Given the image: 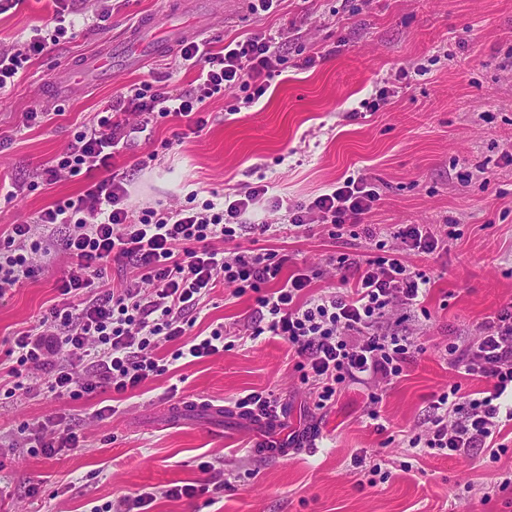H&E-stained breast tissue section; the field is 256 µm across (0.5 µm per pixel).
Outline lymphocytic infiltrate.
Segmentation results:
<instances>
[{
  "mask_svg": "<svg viewBox=\"0 0 512 512\" xmlns=\"http://www.w3.org/2000/svg\"><path fill=\"white\" fill-rule=\"evenodd\" d=\"M54 3L50 23L37 28L23 49H0V90L13 86L48 46L74 38L75 0ZM179 62L195 73L190 89L144 82L104 102L94 124L42 172L49 185L65 175L86 176L83 193L46 207L34 223L11 225L0 239L1 297L29 276L35 257L53 245L57 227L66 226L61 243L69 265L58 286L62 294L81 297L79 305L65 302L52 308L51 335L35 328L16 334L10 375L52 366L47 389L58 398H79L92 391L96 379L119 395L134 391L168 372L172 362L219 353L223 328L192 338L186 332L191 313L212 290L232 283L237 294L255 296L258 321L252 338L269 334L287 343L302 381L317 387L318 407L334 402L348 382L399 378L420 348L410 337L379 332L377 324L393 307L410 311L422 306L428 294L430 275L403 258L407 251L431 254L438 249V238L424 225L399 228L400 248L377 242L376 254L367 259L338 256L342 293L315 296L309 292L313 270L288 274L285 258L232 246L268 185L231 188L219 201L208 199L198 207L132 212L127 185L112 172L114 158L132 133L130 115H140L146 125L158 116L179 118L186 122V133H199L210 120L207 100L238 86L249 90V102H257L280 75L282 56L274 38L255 34L218 52L183 40ZM379 202L375 184L349 176L312 200L277 199L273 206L286 211L295 232L311 233L318 224L336 239L345 227L368 219ZM217 240L228 244V252L214 249ZM114 261L128 262L134 271L117 287L102 276ZM172 342L176 350L158 356L159 346ZM444 355L453 367L485 379L488 387L464 401L454 387L433 395L427 433L411 437L410 447L450 456L485 447L494 458L506 453L505 445L493 449L489 442L512 422V303L484 321L472 341L449 344Z\"/></svg>",
  "mask_w": 512,
  "mask_h": 512,
  "instance_id": "lymphocytic-infiltrate-1",
  "label": "lymphocytic infiltrate"
}]
</instances>
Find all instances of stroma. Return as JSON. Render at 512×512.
Instances as JSON below:
<instances>
[{"label":"stroma","instance_id":"obj_1","mask_svg":"<svg viewBox=\"0 0 512 512\" xmlns=\"http://www.w3.org/2000/svg\"><path fill=\"white\" fill-rule=\"evenodd\" d=\"M111 5L100 21L89 0H78L76 37L47 48L0 92V185L17 189L12 199L0 197V233L83 191L84 177L44 185L38 174L116 92L159 79L182 90L194 77L170 52L137 71L115 67L70 96L55 91L54 74L105 49L122 51L148 19L199 32L215 51L238 37L284 32L282 73L258 102L248 103L245 89L225 90L207 103V127L169 148L163 142L177 126L157 120L148 133L133 134L113 170L128 181L135 211L186 203L199 188L262 180L276 195L305 201L342 178L366 175L381 195L370 219L378 239L395 246L398 225L422 224L444 241L433 254L405 255L432 275L425 312L402 323L421 351L393 384H351L322 410L287 344L269 335L178 361L118 400L103 386L58 399L46 391L49 370L23 372L22 390L0 399V512H90L142 490L158 494L151 512H512V422L495 437L508 448L497 460L483 448L448 457L408 445L427 427L432 394L455 384L463 397L486 389V381L451 367L443 351L477 336L488 316L512 303V163L505 156L512 149V0H280L269 13L252 12L247 0ZM54 9L53 0H26L0 14V46L23 48ZM308 56L312 66L298 69ZM380 81L391 95L373 112ZM31 111L42 120L27 123ZM265 216L276 232L241 231L240 249L265 248L287 256L289 267L318 270L315 295L334 294L338 285L330 257H365L373 246L362 235L333 240L319 230L298 238L284 211ZM68 264L61 248H51L32 276L0 298V370L14 363L7 351L15 334L60 302L56 281ZM255 309L253 297L220 286L193 312L188 334L243 328ZM248 390L275 394L286 417L279 442L315 431L322 448L284 458L251 453L249 426L229 410ZM373 391L382 397L377 422L366 416ZM177 396L201 404L175 418L168 406ZM111 403L118 412L97 419L96 409ZM45 419L81 433L82 447L31 454L30 433ZM204 461L223 469V488L198 499L161 497L163 489L204 480Z\"/></svg>","mask_w":512,"mask_h":512}]
</instances>
